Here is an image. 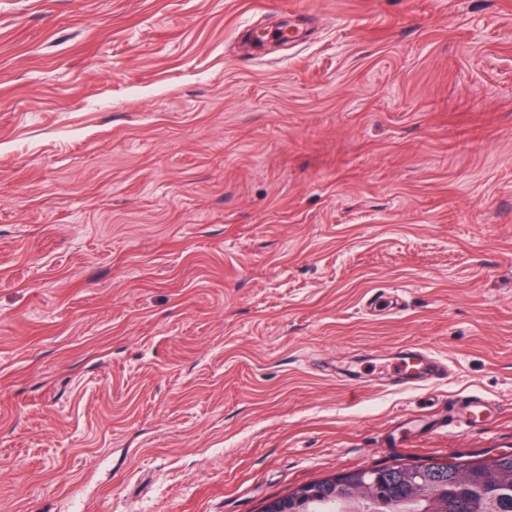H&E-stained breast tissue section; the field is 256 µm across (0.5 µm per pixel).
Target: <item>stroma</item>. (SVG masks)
<instances>
[{
  "mask_svg": "<svg viewBox=\"0 0 512 512\" xmlns=\"http://www.w3.org/2000/svg\"><path fill=\"white\" fill-rule=\"evenodd\" d=\"M510 448L512 0H0V512ZM398 385H416L422 381L444 380L448 371L434 354L422 346H410L398 353L392 368ZM494 412L491 402L477 393L457 397L448 407V419L445 426L452 423L475 428L483 424ZM455 413L458 415L455 417Z\"/></svg>",
  "mask_w": 512,
  "mask_h": 512,
  "instance_id": "35a3bbf8",
  "label": "stroma"
}]
</instances>
